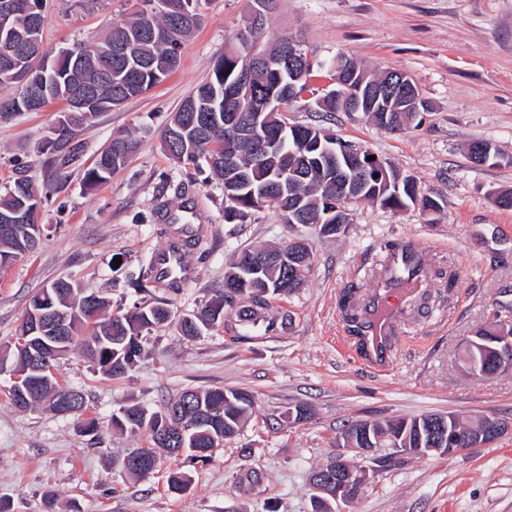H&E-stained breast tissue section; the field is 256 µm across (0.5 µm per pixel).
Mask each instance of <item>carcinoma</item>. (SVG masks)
Listing matches in <instances>:
<instances>
[{
	"label": "carcinoma",
	"mask_w": 512,
	"mask_h": 512,
	"mask_svg": "<svg viewBox=\"0 0 512 512\" xmlns=\"http://www.w3.org/2000/svg\"><path fill=\"white\" fill-rule=\"evenodd\" d=\"M23 14L9 16L0 13V58L12 55L16 68L0 67V84L13 83L19 86L18 95L0 99V121L12 119L18 112L38 111L55 101L68 104L64 112L71 111L69 103L83 91H91L96 98L89 114L76 113L55 145L50 147L51 162L57 177L65 176V170L81 157L82 145L76 141L80 128L100 112H106L124 101L139 96L159 85L179 66L181 50L185 41L199 22H182L170 6L181 7L187 0H147L150 7L137 11L122 26L112 30L103 40L74 44L78 62L69 63L56 57L55 67L44 73L40 84L30 91L21 84L23 71L42 65L45 57L41 33L45 22L46 0H17ZM343 65L356 72L363 88L382 86L388 80H399L402 73L392 69L381 73L371 72L355 64L345 55H338L330 63L315 61L307 67L303 78L296 84V94L310 91V78L324 70L329 77L336 76L337 66ZM238 52L225 50L214 65L211 75L198 86L173 114L170 122L160 133L163 148L186 169L197 172L208 170L219 179H224V152L250 153L251 145L237 140L224 131V97L238 93ZM288 84V73L275 69L262 70L254 81L255 105L239 113V121L252 120L253 107L261 108V124L270 134L280 136L281 151L253 167L247 182L233 184L228 197L231 202L224 212L226 223L245 224L252 214L260 209L273 208L285 224H308L317 234H322V225L336 219L332 210L349 204L348 195L341 194L336 185L321 182L308 176L311 155L303 150L302 141L309 136H324L321 127L290 125L279 105L268 103L267 97L276 95ZM426 112L425 106L415 107L410 100L397 96L390 104L388 119L371 107L363 114L377 125L390 131H400L407 123L416 119V112ZM142 135L137 130H127L114 137L110 144L97 154L84 170V183L93 188L112 177L126 166L139 148ZM288 170V180L279 181L283 170ZM397 169L383 159H375L368 168V175L359 182V188L371 203L394 212L417 208L439 211V201L431 195H415V188L402 181L396 182ZM51 188H36L28 180L17 178L7 195L0 198V214L21 213L23 221L12 224L9 231L0 230V266H5L25 257L37 245L41 227L39 212L48 200ZM273 251L271 247L244 248L230 264V268H245L257 256ZM270 284L280 287L279 296L284 297L299 287L302 278L295 280L280 270H270L264 275ZM71 282L57 280L48 288L56 301L59 317L64 320L63 335L74 338L72 347L80 348L82 356L104 373L118 377L123 375L143 355L145 345L153 328L175 318V311L168 303L143 305L131 311H117L109 318H101L106 309V300L93 293L71 294ZM354 289L344 291L339 299V308L348 325V332L358 339L363 336L362 322L354 307L350 306ZM268 294L265 285L247 283L235 293L224 292L210 299L204 307L178 318L181 331L188 337L197 335V330L224 323V308L236 311L238 321L256 324L254 309L266 303ZM56 359L49 360L48 372L40 388L28 400L21 401L9 395L12 404L25 409L44 402L51 410L65 388L59 386L53 369ZM190 404V408L203 409L224 418L222 434L229 438L242 427L248 410L253 405L249 394L222 387L186 390L169 404ZM158 412H142V407L125 406V413L112 415V427L131 434H145L151 446L137 448L135 452L147 458L148 472L131 469L129 473L144 477L153 473L157 465L156 449L161 448L177 457V443L166 444L155 434Z\"/></svg>",
	"instance_id": "obj_1"
}]
</instances>
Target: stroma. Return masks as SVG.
I'll use <instances>...</instances> for the list:
<instances>
[{
  "instance_id": "35a3bbf8",
  "label": "stroma",
  "mask_w": 512,
  "mask_h": 512,
  "mask_svg": "<svg viewBox=\"0 0 512 512\" xmlns=\"http://www.w3.org/2000/svg\"><path fill=\"white\" fill-rule=\"evenodd\" d=\"M250 4L208 0L179 69L80 130L87 162L115 135L144 133L130 163L95 189L84 185L80 166L60 180L47 163L61 104L0 122V196L20 174L39 187L58 185L40 212L39 247L0 268V345L16 341L30 299L56 280L105 297L111 314L167 302L183 315L223 292L242 248L281 246L300 233L311 268L299 288L264 308L289 324L246 327L229 311L223 325L190 339L167 322L117 378L76 353L58 360L56 378L84 394L85 415L99 422L94 443L81 433L80 416L14 408L0 376V500L10 512H313L310 476L335 456L347 426L451 413L464 422L494 416L506 429L486 446L402 457L377 471L346 512H512V373L473 377L463 348L493 315L512 316V208L496 201L512 190V0H277L268 40L292 35L321 60L346 54L373 70H403L430 106L422 124L397 132L359 112L321 118L311 93L289 106L290 123H323L414 176L441 204L430 216L353 205L350 224L334 237L296 231L268 209L225 223L221 181L206 172L187 178L161 146L171 113L207 78ZM140 6L50 0L44 48L54 54L99 39ZM475 141L493 145L495 165L470 160ZM189 203L200 240L185 263L196 277L174 290L158 283L151 261L173 242L171 217ZM408 237L428 249V288H441L440 267L457 283L432 310L411 316L393 367L379 374L345 351L338 300L346 288L369 287L380 249ZM136 280L147 291L135 290ZM214 387L248 392L254 407L209 461L162 452L147 477L122 470L120 458L148 440L112 428L113 411L133 403L156 410L184 390ZM177 469L191 477L182 492L167 485ZM254 472L260 480L252 484Z\"/></svg>"
}]
</instances>
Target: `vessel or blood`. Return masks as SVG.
<instances>
[{"label":"vessel or blood","mask_w":512,"mask_h":512,"mask_svg":"<svg viewBox=\"0 0 512 512\" xmlns=\"http://www.w3.org/2000/svg\"><path fill=\"white\" fill-rule=\"evenodd\" d=\"M425 249L415 240L403 241L385 255L373 285L361 293L357 309L363 323L365 349L361 356L374 370L390 366L395 338L402 335L404 319L417 309L416 297L424 294L422 258ZM161 279L189 277L179 252L165 250L156 261Z\"/></svg>","instance_id":"1"}]
</instances>
